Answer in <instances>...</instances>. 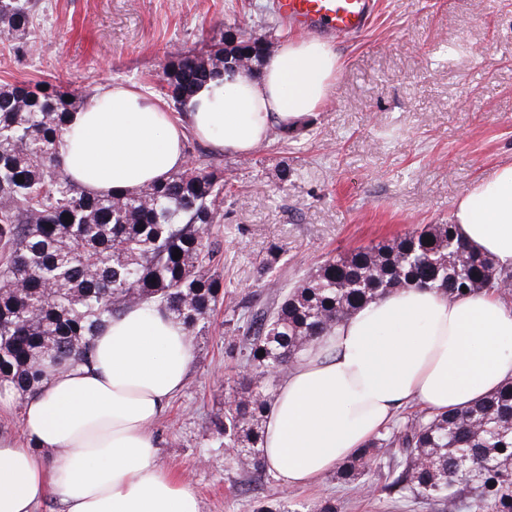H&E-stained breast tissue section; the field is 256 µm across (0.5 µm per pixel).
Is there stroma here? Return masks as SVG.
<instances>
[{
    "label": "stroma",
    "instance_id": "35a3bbf8",
    "mask_svg": "<svg viewBox=\"0 0 512 512\" xmlns=\"http://www.w3.org/2000/svg\"><path fill=\"white\" fill-rule=\"evenodd\" d=\"M32 46L0 37V86L47 81L93 95L127 84L160 95L167 57L199 50L242 24L260 36L274 0H39ZM340 66L325 104L289 135L273 132L249 156L188 137L185 151L224 170L223 223L213 225L224 276L211 325L190 340L184 388L152 428L158 462L189 479L201 512H438L394 504L377 476L365 487L328 474L286 489L273 474L251 482L212 420L236 364L224 318L242 299L265 303L268 279L289 285L327 258L447 224L474 183L512 163V0H376L355 39H332ZM287 165V181L278 169ZM280 258L271 275L270 249Z\"/></svg>",
    "mask_w": 512,
    "mask_h": 512
}]
</instances>
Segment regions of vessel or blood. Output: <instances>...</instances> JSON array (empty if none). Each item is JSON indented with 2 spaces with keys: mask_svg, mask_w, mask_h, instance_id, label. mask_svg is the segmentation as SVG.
Wrapping results in <instances>:
<instances>
[{
  "mask_svg": "<svg viewBox=\"0 0 512 512\" xmlns=\"http://www.w3.org/2000/svg\"><path fill=\"white\" fill-rule=\"evenodd\" d=\"M277 11L299 31L339 38L364 32L375 4L373 0H277Z\"/></svg>",
  "mask_w": 512,
  "mask_h": 512,
  "instance_id": "1",
  "label": "vessel or blood"
}]
</instances>
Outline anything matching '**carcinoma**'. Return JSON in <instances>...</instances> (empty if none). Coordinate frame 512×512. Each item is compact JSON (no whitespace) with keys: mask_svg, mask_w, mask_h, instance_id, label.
Segmentation results:
<instances>
[{"mask_svg":"<svg viewBox=\"0 0 512 512\" xmlns=\"http://www.w3.org/2000/svg\"><path fill=\"white\" fill-rule=\"evenodd\" d=\"M37 6L0 0V35L29 39ZM245 68L238 48L220 39L166 60L161 87L180 112L195 88ZM84 105L77 91L49 82L0 87V386L21 397L51 368L91 363L99 330L129 308L156 305L188 335L204 332L223 288L208 231L224 221V170L196 161L135 193L91 196L65 173L58 151L69 115ZM271 287L272 302L245 299L224 320L225 353L239 372L213 424L248 474L266 469L270 385L339 322L400 288L450 299L511 295L512 271L463 242L456 225L424 224L330 257L289 289ZM372 471L392 501L512 512V384L454 414L422 411L391 423L339 468V479L353 483Z\"/></svg>","mask_w":512,"mask_h":512,"instance_id":"1","label":"carcinoma"}]
</instances>
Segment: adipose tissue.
Listing matches in <instances>:
<instances>
[{
	"mask_svg": "<svg viewBox=\"0 0 512 512\" xmlns=\"http://www.w3.org/2000/svg\"><path fill=\"white\" fill-rule=\"evenodd\" d=\"M339 58L317 38L282 43L258 77L202 85L182 115L125 85L71 113L59 144L85 192L130 193L186 162V134L246 156L327 100ZM462 240L512 267V164L475 183L453 213ZM189 338L159 308L134 307L95 338L91 365L49 372L23 406L21 436L0 435V512H200L197 492L156 463L151 431L189 375ZM512 382V303L405 288L357 310L280 383L263 456L283 487L316 484L358 455L403 406L460 411Z\"/></svg>",
	"mask_w": 512,
	"mask_h": 512,
	"instance_id": "ef3b65f1",
	"label": "adipose tissue"
}]
</instances>
